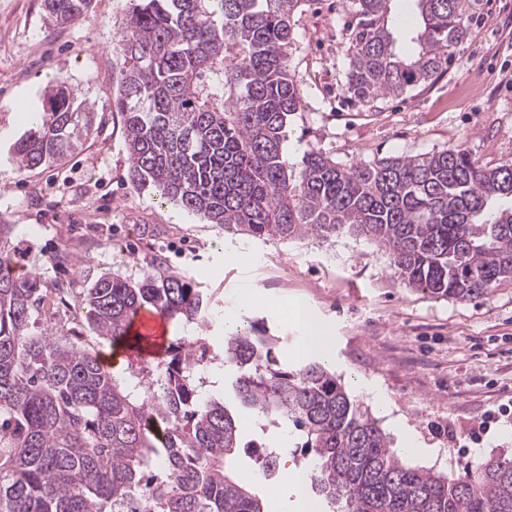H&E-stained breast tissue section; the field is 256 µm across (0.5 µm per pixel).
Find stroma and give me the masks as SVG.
Here are the masks:
<instances>
[{
    "label": "stroma",
    "instance_id": "obj_1",
    "mask_svg": "<svg viewBox=\"0 0 512 512\" xmlns=\"http://www.w3.org/2000/svg\"><path fill=\"white\" fill-rule=\"evenodd\" d=\"M128 8V0H93L85 16L51 27L43 0H0V221L13 226L9 250L23 274L61 295L52 311L33 314V331L49 328L100 353L116 352V374L128 377L125 348L100 339L75 307L101 276L136 282L161 264L189 276L208 298L204 334L219 353L224 310L233 307L242 325L278 336L275 357L293 366L304 330L276 304L306 306L334 345L330 372L342 383L358 377L376 388L377 397L360 400L391 441L408 431L432 448L430 457L407 458V465L461 475L511 455L512 417L493 424L481 444L465 438L479 417L512 408V280L467 301L435 299L406 287L384 249L364 236L229 235L141 193L128 177L123 124L112 110L123 66L115 40ZM353 24L352 0H302L291 15L289 67L303 103L283 146L289 173H298L311 151L349 166L459 145L479 165L512 163V0H475L444 73L369 105L346 88ZM60 79L95 112L96 130L62 162L19 169L11 146L29 126L15 107H41ZM64 242L70 250L63 260L47 264ZM241 436L266 440L282 449V462L304 466L294 452L300 432L261 433L246 412ZM233 475L267 512H292L290 492L260 480L248 453L237 456Z\"/></svg>",
    "mask_w": 512,
    "mask_h": 512
}]
</instances>
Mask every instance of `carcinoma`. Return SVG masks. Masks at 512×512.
<instances>
[{"instance_id": "1", "label": "carcinoma", "mask_w": 512, "mask_h": 512, "mask_svg": "<svg viewBox=\"0 0 512 512\" xmlns=\"http://www.w3.org/2000/svg\"><path fill=\"white\" fill-rule=\"evenodd\" d=\"M301 0H129L117 45L124 59L112 111L121 114L128 176L227 232L254 238L363 234L385 249L404 284L469 300L512 278V164L479 166L459 146L342 166L308 154L294 182L283 161L288 118L302 94L288 69L290 15ZM348 92L371 103L438 76L466 35L470 0H412L422 25L397 47L393 0H355ZM91 0H43L65 26ZM13 144L23 170L49 166L95 131V113L65 82ZM0 224V512H266L231 476L241 436L234 411L201 390L214 360L202 336L208 302L190 278L156 267L138 282L104 275L78 304L114 344L130 317L158 313L195 334L125 382L100 355L31 330L42 293L4 262ZM280 337L263 326L224 341L241 405L305 436L300 450L326 512H512V458L460 476L406 466L377 419L315 356L279 366ZM282 449L261 448L259 474Z\"/></svg>"}]
</instances>
